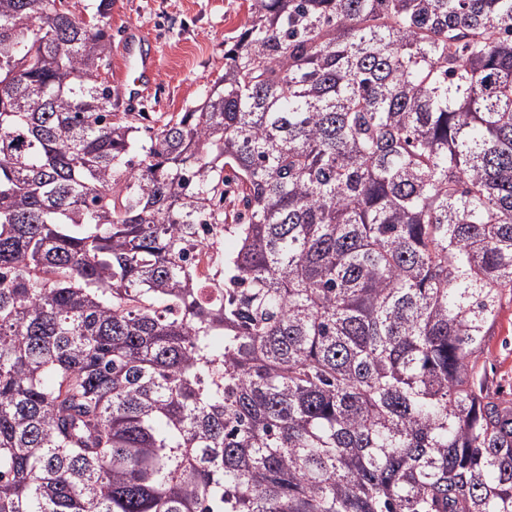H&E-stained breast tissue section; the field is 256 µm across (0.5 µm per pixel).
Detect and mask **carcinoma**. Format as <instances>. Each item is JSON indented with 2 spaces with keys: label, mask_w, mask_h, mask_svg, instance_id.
<instances>
[{
  "label": "carcinoma",
  "mask_w": 512,
  "mask_h": 512,
  "mask_svg": "<svg viewBox=\"0 0 512 512\" xmlns=\"http://www.w3.org/2000/svg\"><path fill=\"white\" fill-rule=\"evenodd\" d=\"M59 2L0 0V512H512V0H251L157 129ZM478 378L492 400L512 403V296L503 297L497 322L486 336L484 352L476 359Z\"/></svg>",
  "instance_id": "cac0c4a2"
}]
</instances>
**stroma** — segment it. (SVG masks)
<instances>
[{"mask_svg":"<svg viewBox=\"0 0 512 512\" xmlns=\"http://www.w3.org/2000/svg\"><path fill=\"white\" fill-rule=\"evenodd\" d=\"M250 0H112L110 85L125 67L121 41L129 26L143 29L159 57V71L121 112H143L148 125L194 105L224 71V52L250 20ZM476 374L492 399L512 400V296L503 297L496 323L476 359Z\"/></svg>","mask_w":512,"mask_h":512,"instance_id":"stroma-1","label":"stroma"}]
</instances>
